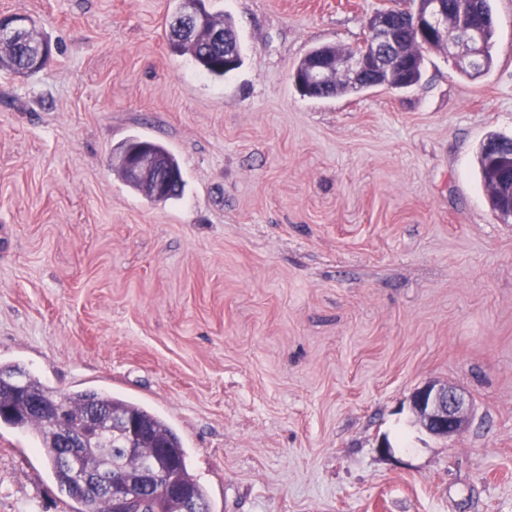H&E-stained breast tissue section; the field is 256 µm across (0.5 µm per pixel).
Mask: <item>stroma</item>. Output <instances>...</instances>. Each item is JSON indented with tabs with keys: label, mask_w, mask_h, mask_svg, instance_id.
I'll list each match as a JSON object with an SVG mask.
<instances>
[{
	"label": "stroma",
	"mask_w": 512,
	"mask_h": 512,
	"mask_svg": "<svg viewBox=\"0 0 512 512\" xmlns=\"http://www.w3.org/2000/svg\"><path fill=\"white\" fill-rule=\"evenodd\" d=\"M242 66L168 46L171 0H0L57 51L0 74V364L150 408L211 512H512V223L477 154L512 136V0L494 64L317 100L291 75L413 0H205ZM141 136L185 180L153 202L110 156ZM464 394L465 430L413 393ZM0 423V512H73ZM484 143L481 145L477 157L479 173L483 186H485L486 188L488 187V185L492 186V192L490 194L488 202L491 207V210H493L497 214L498 201L495 186L491 176V159L489 154H487L484 150ZM412 407L423 426L436 435H456L467 423L466 399L446 385H424L412 395Z\"/></svg>",
	"instance_id": "35a3bbf8"
}]
</instances>
